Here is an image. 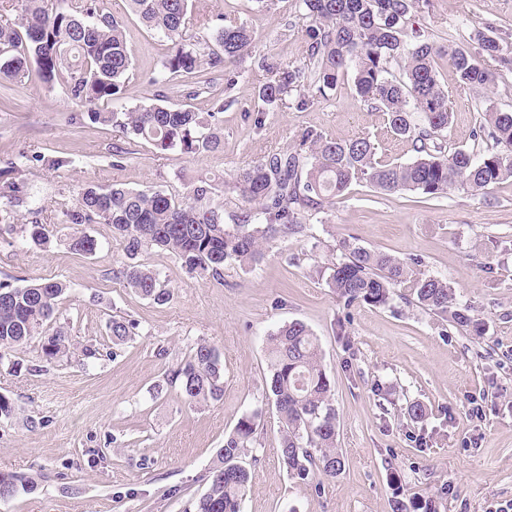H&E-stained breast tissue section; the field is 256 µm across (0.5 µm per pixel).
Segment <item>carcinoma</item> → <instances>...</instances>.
Segmentation results:
<instances>
[{
	"instance_id": "obj_1",
	"label": "carcinoma",
	"mask_w": 512,
	"mask_h": 512,
	"mask_svg": "<svg viewBox=\"0 0 512 512\" xmlns=\"http://www.w3.org/2000/svg\"><path fill=\"white\" fill-rule=\"evenodd\" d=\"M18 14H0V80L14 82L35 73L44 85L53 86L66 74L68 97L91 106V122L115 126L145 139L159 151L175 147L186 154L216 151L221 135L212 128L213 112H197L188 105L166 104L165 89L179 80L187 97L208 88L209 70L224 68L227 85L234 83L230 66L251 46L253 31L225 17L202 43L194 29L193 0H127L131 12L150 30L170 42L160 72L150 83L160 87L158 102L126 111L98 108L121 98L132 74L131 51L123 22L102 7L100 0H17ZM430 0H300V7L314 21L309 30L307 61L281 68L266 59L258 66L268 77L259 86L258 111L283 104L295 93L305 105L338 78L351 74L357 93L384 112L391 132L412 140L417 156L407 163L382 164L366 138H332L304 132L288 151L271 152L239 171L229 189L248 208L237 222H224V213L210 206L212 187L205 181L180 198L163 190L88 185L80 192L77 207L66 211L70 224H110L113 237L122 242L129 262L113 271L115 279L142 298L165 304L170 289L152 268L140 263L141 247L152 244L174 255L190 273L218 280L224 266L237 263L252 268L262 262L265 246L301 236L308 225L301 213L319 210L352 184L366 182L385 192L412 191L439 197L454 189L486 191L512 178V110L488 105L477 137L491 142L480 158L457 148L445 151L441 140L452 122L448 92L437 78L435 56L443 53L458 75L462 88H485L493 82L492 64L512 66L498 40L477 35L481 52L474 56L448 46L440 51L424 33L410 27L416 8ZM403 61V74L391 71L394 60ZM18 153L0 169V199L20 202L19 185L11 178ZM36 245L49 241L45 225L34 220L21 225ZM340 256L328 266V285L350 307L363 302L390 306L395 288L408 285L409 298L455 328L481 335V325L471 308L457 300L447 281L425 274L414 275L410 264L385 252L344 239ZM68 286L60 281L32 282L22 286L0 283V348L26 345L55 319L59 301ZM136 324L114 318L112 341L121 343L134 335ZM66 350V336L57 331L42 344L51 360ZM270 382L266 399L275 408L281 430L280 462L288 476L307 481L318 474L336 477L344 458L336 446V411L331 381L321 361L318 339L309 327L292 321L266 337ZM169 384L191 404L224 397V375L212 344L197 343L186 362L174 370ZM263 411L241 417L224 438L217 462L205 476L206 491L196 512H241L251 478L243 461L260 425ZM38 488L31 477L0 471V501L19 490ZM393 512H436L430 499L398 494Z\"/></svg>"
}]
</instances>
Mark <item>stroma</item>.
<instances>
[{"label":"stroma","mask_w":512,"mask_h":512,"mask_svg":"<svg viewBox=\"0 0 512 512\" xmlns=\"http://www.w3.org/2000/svg\"><path fill=\"white\" fill-rule=\"evenodd\" d=\"M202 3L209 16H228L255 34L233 85L215 70L212 88L196 98L185 99L178 87L168 92L170 104L217 112V151L161 152L92 123L87 107L59 83L48 88L29 76L0 85V168L10 153L29 157L16 176L26 204L13 225L0 224V282L70 286L56 321L69 337L67 354L45 361L35 339L0 359V395L15 407L0 418V470L39 484L0 503V512H194L225 435L258 409L263 417L249 451L254 461L242 512H392L399 492L432 499L438 512H503L512 506V179L483 195L455 189L436 198L352 185L334 205L306 214L312 236L270 244L255 268L226 265L219 281L191 275L175 256L144 246L140 261L172 292L164 305L113 278L126 254L111 225L67 223L66 211L88 184L185 196L201 180L232 220L245 204L228 182L265 153L291 149L307 130L368 138L388 163L414 158L411 142L390 131L347 76L306 107L292 97L256 112L265 80L259 57L283 66L306 59L312 20L299 0ZM103 6L123 18L133 57V77L112 107L150 105L158 92L150 79L169 44L130 12L127 0ZM416 19L437 47L452 43L478 53L476 34L490 29L512 50V0H432ZM436 67L454 112L447 147L475 148L485 105L512 109V67L497 70L490 89L466 91L446 58H437ZM116 146L127 153L119 168L112 165ZM36 209L47 225L45 246L18 230ZM80 233L95 240L93 253L71 249ZM349 237L418 259V272L448 281L471 306L483 335L454 328L398 295L387 308L345 307L326 268L338 241ZM115 315L137 325L135 336L118 345L108 328ZM294 320L319 338L345 458L341 473L319 487L288 478L278 458L279 423L265 407V338ZM201 340L219 350L224 398L192 406L167 375ZM415 400L428 408L424 422L404 415Z\"/></svg>","instance_id":"obj_1"}]
</instances>
